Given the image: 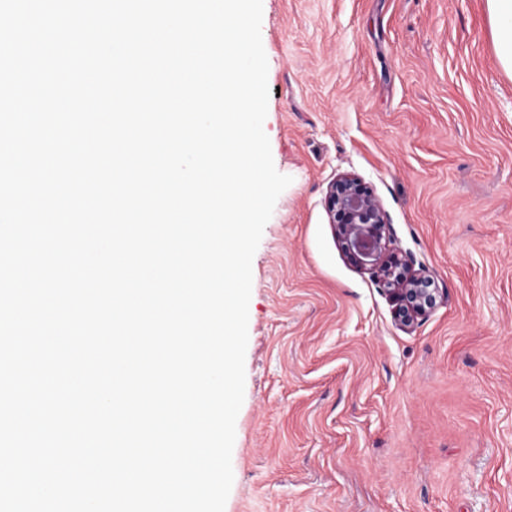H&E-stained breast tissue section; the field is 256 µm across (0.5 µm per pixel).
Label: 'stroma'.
I'll return each mask as SVG.
<instances>
[{"mask_svg": "<svg viewBox=\"0 0 512 512\" xmlns=\"http://www.w3.org/2000/svg\"><path fill=\"white\" fill-rule=\"evenodd\" d=\"M291 176L252 260L225 512H512V76L485 0H262ZM360 178L442 297L409 327L324 198Z\"/></svg>", "mask_w": 512, "mask_h": 512, "instance_id": "stroma-1", "label": "stroma"}]
</instances>
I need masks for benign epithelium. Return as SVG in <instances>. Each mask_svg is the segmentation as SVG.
<instances>
[{"label":"benign epithelium","instance_id":"benign-epithelium-1","mask_svg":"<svg viewBox=\"0 0 512 512\" xmlns=\"http://www.w3.org/2000/svg\"><path fill=\"white\" fill-rule=\"evenodd\" d=\"M331 223L349 261L370 272L396 301V318L408 327L433 310L439 289L424 273L391 247L386 213L371 189L352 174H340L329 183L325 196Z\"/></svg>","mask_w":512,"mask_h":512}]
</instances>
